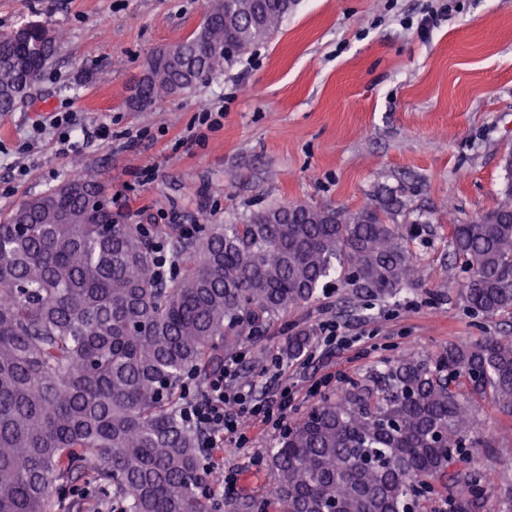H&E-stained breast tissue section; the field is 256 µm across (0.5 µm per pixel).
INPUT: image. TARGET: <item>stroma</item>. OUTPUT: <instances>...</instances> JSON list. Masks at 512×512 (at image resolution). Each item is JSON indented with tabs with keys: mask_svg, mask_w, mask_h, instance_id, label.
<instances>
[{
	"mask_svg": "<svg viewBox=\"0 0 512 512\" xmlns=\"http://www.w3.org/2000/svg\"><path fill=\"white\" fill-rule=\"evenodd\" d=\"M448 2L447 19L424 33L418 23L436 0H297L271 39L223 73L133 112L125 98L145 57L194 31L207 0H0V32L37 22L67 34L29 102L0 113V215L76 170L97 172L136 224H230L287 201L355 209L401 196L396 222L417 257V286L364 304L328 289L246 347L240 378L259 381L281 363L292 419L336 395L333 385L313 390L322 376L364 378L408 352L512 336V318L467 312L450 247L452 225L492 209L505 181L512 0ZM206 106L223 111L219 128L200 126ZM54 112L75 115L71 151L48 125ZM326 323L342 343L312 342L295 361L282 352L288 329ZM473 433L494 441L471 463L486 476L479 512H499L512 500V416L484 405ZM274 444L258 425L241 450L214 455L234 480L224 512L272 488Z\"/></svg>",
	"mask_w": 512,
	"mask_h": 512,
	"instance_id": "1",
	"label": "stroma"
}]
</instances>
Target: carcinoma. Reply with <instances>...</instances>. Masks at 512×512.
<instances>
[{"mask_svg":"<svg viewBox=\"0 0 512 512\" xmlns=\"http://www.w3.org/2000/svg\"><path fill=\"white\" fill-rule=\"evenodd\" d=\"M294 0H208L190 35L146 59L133 112L190 92L281 26ZM28 58L0 33V112L24 104L65 35L24 25ZM496 206L452 227L474 315L512 316V151ZM395 194L349 209L287 202L225 228L184 235L114 211L91 171L0 217V512H54L57 487L82 483L117 512H221L203 471L202 434L185 421V379L205 382L337 275L357 300L416 285L417 259L394 224ZM173 241L156 272L155 238ZM313 332L288 336L300 358ZM491 400L512 413V336L405 356L288 422L271 457V498L237 512H423L426 494L462 478L451 512L484 486L468 466L465 415Z\"/></svg>","mask_w":512,"mask_h":512,"instance_id":"obj_1","label":"carcinoma"}]
</instances>
